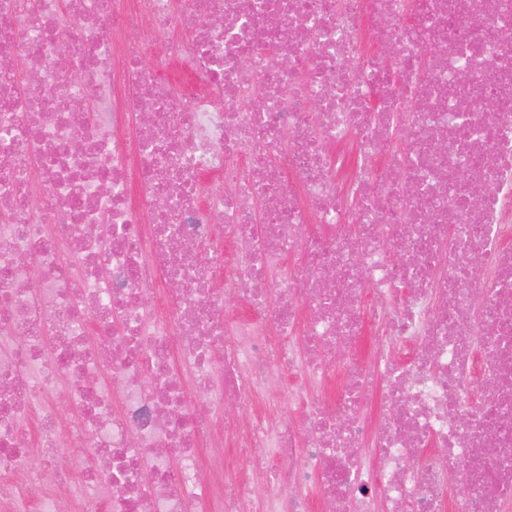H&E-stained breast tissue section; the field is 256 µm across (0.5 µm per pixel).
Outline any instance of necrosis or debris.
<instances>
[{
    "mask_svg": "<svg viewBox=\"0 0 512 512\" xmlns=\"http://www.w3.org/2000/svg\"><path fill=\"white\" fill-rule=\"evenodd\" d=\"M211 507L512 512V0H0V512Z\"/></svg>",
    "mask_w": 512,
    "mask_h": 512,
    "instance_id": "necrosis-or-debris-1",
    "label": "necrosis or debris"
}]
</instances>
